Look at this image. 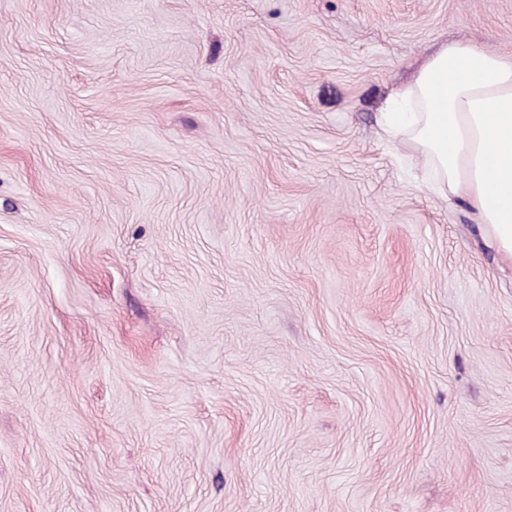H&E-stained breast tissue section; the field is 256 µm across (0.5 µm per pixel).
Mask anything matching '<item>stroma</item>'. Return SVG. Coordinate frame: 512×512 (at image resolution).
Listing matches in <instances>:
<instances>
[{
  "label": "stroma",
  "mask_w": 512,
  "mask_h": 512,
  "mask_svg": "<svg viewBox=\"0 0 512 512\" xmlns=\"http://www.w3.org/2000/svg\"><path fill=\"white\" fill-rule=\"evenodd\" d=\"M512 0H0V512H512V264L387 143Z\"/></svg>",
  "instance_id": "35a3bbf8"
}]
</instances>
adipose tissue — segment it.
<instances>
[{"mask_svg":"<svg viewBox=\"0 0 512 512\" xmlns=\"http://www.w3.org/2000/svg\"><path fill=\"white\" fill-rule=\"evenodd\" d=\"M383 135L420 151L426 187L466 206L487 241L512 260V58L450 43L396 90Z\"/></svg>","mask_w":512,"mask_h":512,"instance_id":"1","label":"adipose tissue"}]
</instances>
